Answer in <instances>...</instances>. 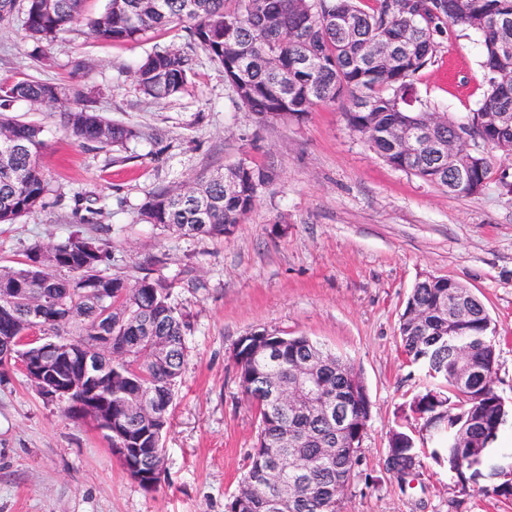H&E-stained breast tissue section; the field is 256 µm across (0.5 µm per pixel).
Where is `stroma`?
I'll use <instances>...</instances> for the list:
<instances>
[{"label":"stroma","mask_w":512,"mask_h":512,"mask_svg":"<svg viewBox=\"0 0 512 512\" xmlns=\"http://www.w3.org/2000/svg\"><path fill=\"white\" fill-rule=\"evenodd\" d=\"M107 3L85 0L82 21L41 59L20 19L0 23V79L97 88L95 108L141 132L126 149H99L75 141L59 115L15 104L13 116L44 128L49 192L44 206L0 224V267L77 231L107 244L109 273L170 287L190 331L165 470L154 489L142 488L92 423L66 416L9 365L0 369V512H224L258 431L233 349L262 328L319 341L347 357L365 385L371 415L343 512H512V498L461 486L432 462L403 482L386 467L388 432L423 380L398 331L422 277L455 279L484 302L497 326L495 386L512 403V193L504 188L512 156L473 143L490 165L488 183L451 195L385 164L350 132L340 104L316 106L299 121L248 116L223 70L200 52L187 91L153 100L139 91L134 65L157 47L189 49L188 34L177 26L138 43L93 38L86 21ZM480 61L478 35L455 27L416 77L414 97L466 122L486 89ZM241 160L271 180L232 236L178 238L143 221L156 186L194 182ZM79 197L103 207L97 223L85 222Z\"/></svg>","instance_id":"1"}]
</instances>
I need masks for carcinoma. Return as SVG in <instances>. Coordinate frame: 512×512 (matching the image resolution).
I'll use <instances>...</instances> for the list:
<instances>
[{
	"label": "carcinoma",
	"instance_id": "carcinoma-1",
	"mask_svg": "<svg viewBox=\"0 0 512 512\" xmlns=\"http://www.w3.org/2000/svg\"><path fill=\"white\" fill-rule=\"evenodd\" d=\"M84 0H0V22L21 11L25 39L38 52L68 32L82 16ZM189 24L191 44L224 70L237 104L259 121L303 119L318 104L346 103L349 130L390 167L448 189L453 194L481 191L488 163L471 160L458 149L442 162L419 152L407 154L393 140L396 132L425 126L428 107L407 108L416 76L435 63L443 42L462 26L482 37L481 67L486 90L471 121L460 130L512 154V0H108L103 13L88 20L103 40L137 42L148 31ZM193 58L179 48H156L135 69L139 90L155 99L186 91ZM18 102L62 117L82 144L118 150L139 135L137 129L109 121L78 85L24 78L0 83V224L45 204L48 183L41 166L43 128L9 115ZM489 112L505 116V125L478 122ZM270 172L240 161L186 189L161 186L141 209L143 220L181 237H228L250 212ZM107 246L68 234L50 246L36 245L19 268L0 269V336H14L32 308L41 309L40 332L51 340L83 341L112 328V382L90 383L86 407L66 408L73 418H91L94 402L112 393V447L130 448L128 464L146 473L142 487L153 489L163 472V439L170 423L175 388L187 357L189 328L170 302L167 285L143 277L130 284L106 272ZM472 291L452 278L426 277L412 288L399 321V336L413 363L430 379L409 403L426 422L447 413V429L436 437L428 459L446 466L457 483H470L478 468H494L495 449L509 416L495 388L496 325L486 307L460 313L458 341L471 344L476 374L486 377L483 397L475 402L455 383V362L442 326L456 313V297ZM173 348L163 354L160 338ZM242 394L256 410L257 440L249 453L242 484L255 487L247 507L238 496L225 512H266L264 498L281 500L279 512H341V503L358 477L361 444L371 413L366 391L348 383L344 359L307 336H282L265 329L242 336L234 349ZM312 360L315 386L300 390L297 412L288 415L267 397L266 382L295 381L301 362ZM151 393L162 415L146 420L134 402ZM342 397L350 410L347 433L336 428L324 407ZM471 439L454 432L473 421ZM313 457L307 473L295 457ZM387 459L405 469L423 461L413 436L389 433ZM309 483L304 497L288 493Z\"/></svg>",
	"mask_w": 512,
	"mask_h": 512
}]
</instances>
